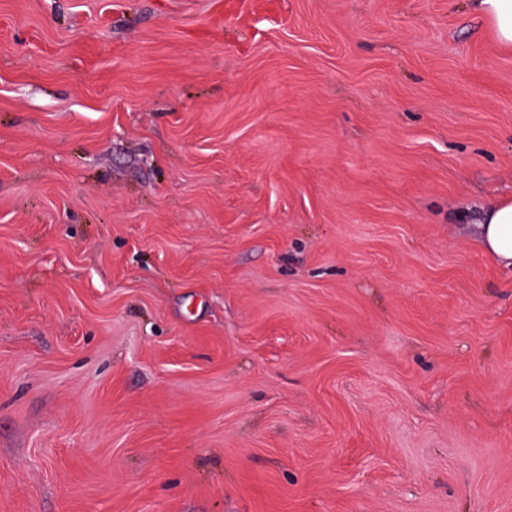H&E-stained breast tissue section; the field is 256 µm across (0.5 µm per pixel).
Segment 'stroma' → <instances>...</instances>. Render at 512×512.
Listing matches in <instances>:
<instances>
[{
	"label": "stroma",
	"instance_id": "35a3bbf8",
	"mask_svg": "<svg viewBox=\"0 0 512 512\" xmlns=\"http://www.w3.org/2000/svg\"><path fill=\"white\" fill-rule=\"evenodd\" d=\"M504 196L469 0H0V512H512ZM479 246L498 264L512 268V198L485 208Z\"/></svg>",
	"mask_w": 512,
	"mask_h": 512
}]
</instances>
